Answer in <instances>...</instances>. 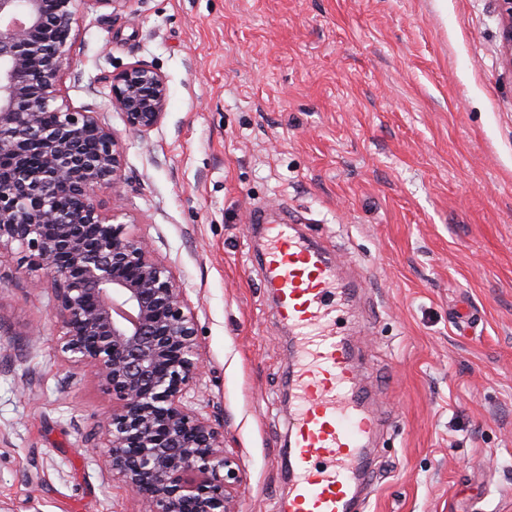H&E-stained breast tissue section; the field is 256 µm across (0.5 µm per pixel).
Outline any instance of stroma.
Returning <instances> with one entry per match:
<instances>
[{
    "instance_id": "35a3bbf8",
    "label": "stroma",
    "mask_w": 512,
    "mask_h": 512,
    "mask_svg": "<svg viewBox=\"0 0 512 512\" xmlns=\"http://www.w3.org/2000/svg\"><path fill=\"white\" fill-rule=\"evenodd\" d=\"M497 0H132L80 6L60 72L118 135L100 199L176 275L188 398L240 465L236 512L290 487L293 340L254 214L326 241L378 420L356 512H512V69ZM167 80L128 130L112 76ZM43 269L0 255V512H139L92 448L112 394L67 362Z\"/></svg>"
}]
</instances>
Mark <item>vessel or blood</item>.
<instances>
[{
  "mask_svg": "<svg viewBox=\"0 0 512 512\" xmlns=\"http://www.w3.org/2000/svg\"><path fill=\"white\" fill-rule=\"evenodd\" d=\"M264 281L279 320L301 344L292 418L294 479L278 512H352L364 481L363 451L376 429L365 411L347 337L332 322L352 301L328 250L310 244L288 223L264 227Z\"/></svg>",
  "mask_w": 512,
  "mask_h": 512,
  "instance_id": "vessel-or-blood-1",
  "label": "vessel or blood"
}]
</instances>
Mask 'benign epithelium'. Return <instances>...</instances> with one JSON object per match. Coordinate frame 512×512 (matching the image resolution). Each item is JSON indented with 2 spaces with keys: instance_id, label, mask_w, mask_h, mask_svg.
Segmentation results:
<instances>
[{
  "instance_id": "obj_1",
  "label": "benign epithelium",
  "mask_w": 512,
  "mask_h": 512,
  "mask_svg": "<svg viewBox=\"0 0 512 512\" xmlns=\"http://www.w3.org/2000/svg\"><path fill=\"white\" fill-rule=\"evenodd\" d=\"M0 0V251L19 244L45 270L65 359L112 391L101 428L112 472L141 512H233L240 472L224 433L186 401L202 368L197 328L172 270L96 199L121 178L118 137L61 98L78 5ZM512 68V0H498ZM112 106L145 133L168 86L135 63L112 76Z\"/></svg>"
}]
</instances>
